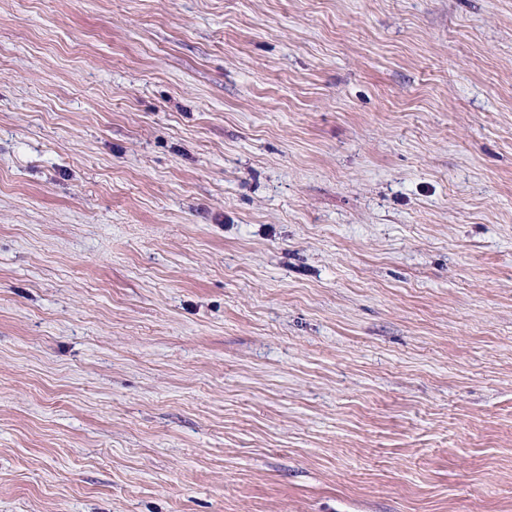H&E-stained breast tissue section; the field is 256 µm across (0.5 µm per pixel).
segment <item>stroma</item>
<instances>
[{"instance_id": "1", "label": "stroma", "mask_w": 512, "mask_h": 512, "mask_svg": "<svg viewBox=\"0 0 512 512\" xmlns=\"http://www.w3.org/2000/svg\"><path fill=\"white\" fill-rule=\"evenodd\" d=\"M0 512H512V0H0Z\"/></svg>"}]
</instances>
